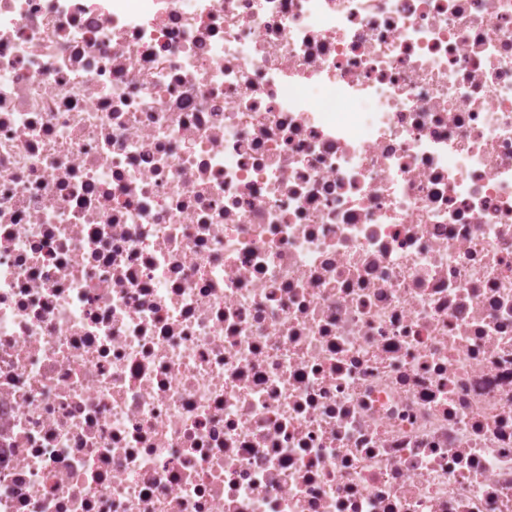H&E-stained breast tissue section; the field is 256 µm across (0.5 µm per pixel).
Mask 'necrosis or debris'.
<instances>
[{"label": "necrosis or debris", "mask_w": 512, "mask_h": 512, "mask_svg": "<svg viewBox=\"0 0 512 512\" xmlns=\"http://www.w3.org/2000/svg\"><path fill=\"white\" fill-rule=\"evenodd\" d=\"M0 512H512V0H0Z\"/></svg>", "instance_id": "necrosis-or-debris-1"}]
</instances>
